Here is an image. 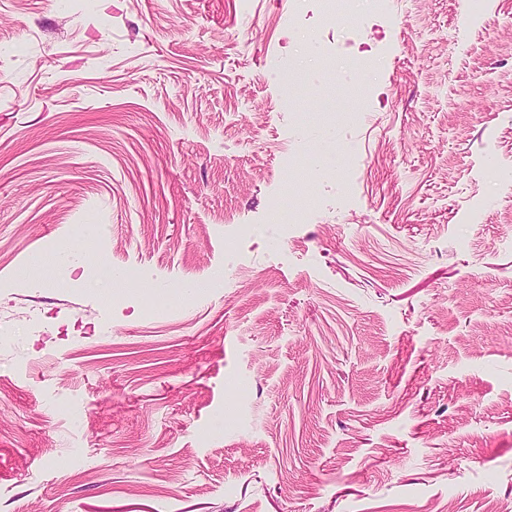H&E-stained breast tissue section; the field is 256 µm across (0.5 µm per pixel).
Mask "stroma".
I'll list each match as a JSON object with an SVG mask.
<instances>
[{
    "label": "stroma",
    "instance_id": "1",
    "mask_svg": "<svg viewBox=\"0 0 512 512\" xmlns=\"http://www.w3.org/2000/svg\"><path fill=\"white\" fill-rule=\"evenodd\" d=\"M466 3L0 0V512L512 505V0Z\"/></svg>",
    "mask_w": 512,
    "mask_h": 512
}]
</instances>
